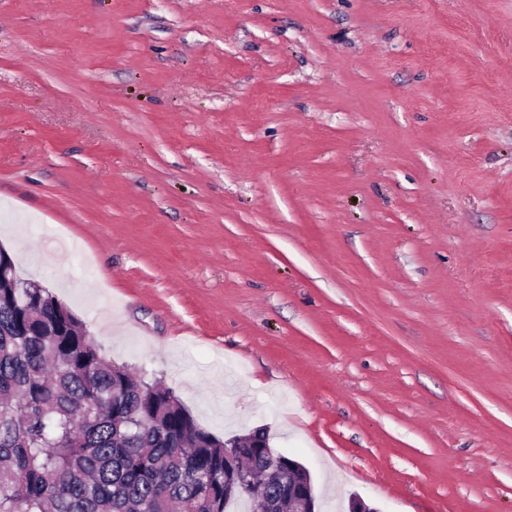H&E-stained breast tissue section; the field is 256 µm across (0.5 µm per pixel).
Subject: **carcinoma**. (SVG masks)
I'll return each instance as SVG.
<instances>
[{
	"label": "carcinoma",
	"mask_w": 512,
	"mask_h": 512,
	"mask_svg": "<svg viewBox=\"0 0 512 512\" xmlns=\"http://www.w3.org/2000/svg\"><path fill=\"white\" fill-rule=\"evenodd\" d=\"M288 486V456L224 452L173 391L107 359L0 247V512H250Z\"/></svg>",
	"instance_id": "1"
}]
</instances>
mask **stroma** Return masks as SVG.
Listing matches in <instances>:
<instances>
[{
  "mask_svg": "<svg viewBox=\"0 0 512 512\" xmlns=\"http://www.w3.org/2000/svg\"><path fill=\"white\" fill-rule=\"evenodd\" d=\"M0 247L319 512H512V0H0Z\"/></svg>",
  "mask_w": 512,
  "mask_h": 512,
  "instance_id": "stroma-1",
  "label": "stroma"
}]
</instances>
